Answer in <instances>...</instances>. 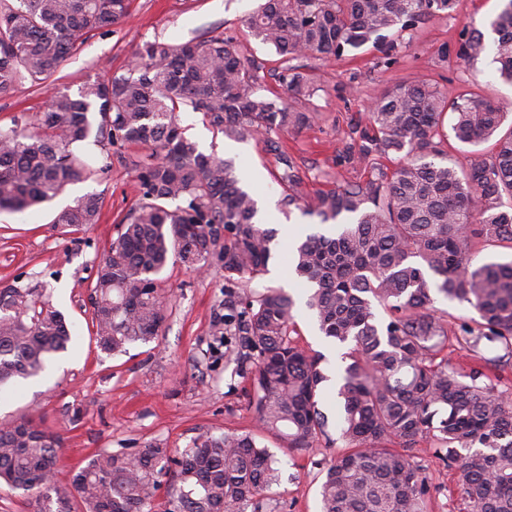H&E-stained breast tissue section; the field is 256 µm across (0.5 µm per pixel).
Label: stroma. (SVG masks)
Instances as JSON below:
<instances>
[{
    "label": "stroma",
    "mask_w": 512,
    "mask_h": 512,
    "mask_svg": "<svg viewBox=\"0 0 512 512\" xmlns=\"http://www.w3.org/2000/svg\"><path fill=\"white\" fill-rule=\"evenodd\" d=\"M501 5L502 0H458L454 13L422 24L412 49H401L390 66L379 64L377 52L369 50L345 60L311 55L296 59V66L319 87L310 108L322 118L313 127L288 133L283 142L308 183L326 189L366 179L369 165L349 159L344 144L350 124L363 118L384 87L408 84L420 76L450 88L474 80L485 93L512 107V85L496 78L490 58L469 68L456 56L461 30L490 34ZM254 6L255 0H131L128 16L86 41L53 77L36 86L22 81L0 98V127L32 123L51 97L76 93L87 79L134 75L138 45L155 38L179 44L221 32L234 36L242 54L258 67L261 88L281 91L274 50L249 37L244 25ZM443 46L449 51L445 59L438 54ZM179 119L186 136L202 151L233 159L255 194L280 197L275 154L262 140L224 139L198 112L181 111ZM123 154L124 161H113L92 178L69 186L47 206L23 214L0 212V287L46 291L72 334L67 351L53 356L38 380L0 392V423L30 416L60 434L54 480L61 487L69 486L98 451L130 455L149 443L183 449L202 431L218 435L230 428L255 427L246 409L250 383L235 374L226 361L222 337L212 333L224 315L220 267L198 273L168 264L162 276L172 312L160 335L116 354L96 344L91 284L115 224L137 201L132 162L142 151L129 145ZM91 193L102 200L98 223L78 229L54 224L63 205ZM76 411L81 419L74 423L70 417ZM265 444L278 460L280 479L265 497L263 512H320L323 463L340 452V444L296 452L272 435ZM410 455L436 487L428 512H472L456 493V470L440 464L428 443H418Z\"/></svg>",
    "instance_id": "1"
}]
</instances>
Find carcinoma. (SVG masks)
<instances>
[{"instance_id":"carcinoma-1","label":"carcinoma","mask_w":512,"mask_h":512,"mask_svg":"<svg viewBox=\"0 0 512 512\" xmlns=\"http://www.w3.org/2000/svg\"><path fill=\"white\" fill-rule=\"evenodd\" d=\"M456 0H262L246 21L251 36L288 61L302 55L355 57L369 45L390 66L403 33L446 16ZM130 0H0V97L21 80L39 84L90 37L119 23ZM495 37L465 31L457 57L470 65L492 52L512 83V0L491 22ZM137 76L89 79L51 99L30 129L0 127V210L22 213L89 178L83 142L138 145L137 202L115 225L90 300L97 346L122 352L149 343L169 316L160 275L169 260L197 271L224 269V320L218 333L238 340L237 371L250 381L257 431L198 434L171 454L158 444L125 456L99 451L71 488L48 479L60 436L31 419L0 427V481L24 491L36 512H147L162 471L177 479L170 512H262L256 497L278 479L263 433L301 452L329 437L321 391L324 357L294 340L296 301L283 288L253 292L245 283L269 272L277 232L255 222L256 201L240 185L234 160L206 154L180 131L179 111L202 113L217 132L239 140L256 131L276 152L280 205L306 207L326 223L352 221L332 236L310 234L288 266L307 291L305 306L322 335L343 348L336 387V428L344 449L326 462L321 512H426L431 478L402 449L426 440L459 471V491L475 512H512V395L485 370L512 361V260L477 263V246L512 244V124L481 89L448 88L420 77L383 89L351 129L345 152L372 153L396 167L373 168L362 184L307 193L293 158L275 137L314 125L317 112L280 94L260 93L238 44L223 34L137 49ZM293 103L317 92L296 67L281 76ZM454 138L474 148L459 170L445 151ZM102 206L87 194L62 210L64 227L96 224ZM476 314L458 331L430 311L432 295ZM388 319L382 320L378 309ZM464 341L476 367L462 374L442 352ZM503 354L485 357L482 341ZM61 312L34 288H0V388L39 376L67 350ZM396 443L399 448L391 447Z\"/></svg>"}]
</instances>
